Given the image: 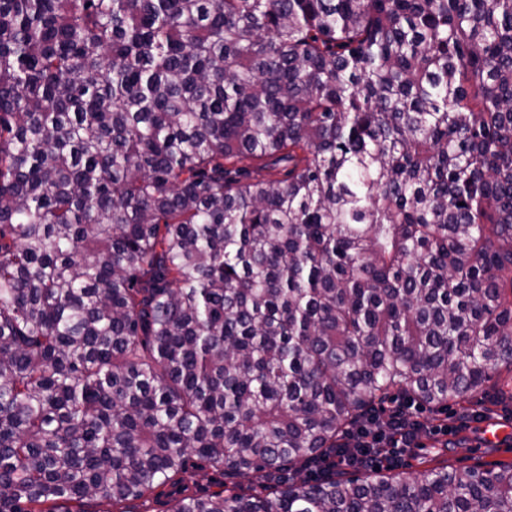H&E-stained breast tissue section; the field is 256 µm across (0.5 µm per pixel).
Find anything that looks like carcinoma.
<instances>
[{"label":"carcinoma","mask_w":512,"mask_h":512,"mask_svg":"<svg viewBox=\"0 0 512 512\" xmlns=\"http://www.w3.org/2000/svg\"><path fill=\"white\" fill-rule=\"evenodd\" d=\"M502 371L512 0H0V512H512V461L300 477ZM193 463L196 464V466L189 468L188 475H191L192 479L196 482L200 495H209L213 492L230 489L233 486L230 480L225 478L221 473L215 472L207 467L200 468L199 461L195 458H192L190 461V464Z\"/></svg>","instance_id":"cac0c4a2"}]
</instances>
